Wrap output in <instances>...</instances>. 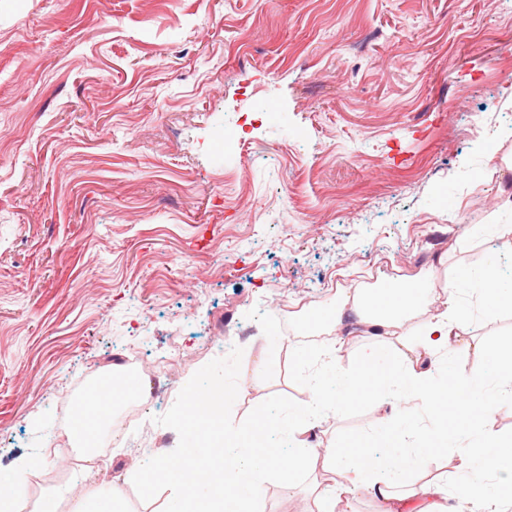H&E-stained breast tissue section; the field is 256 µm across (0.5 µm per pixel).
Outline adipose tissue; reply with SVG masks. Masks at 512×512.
<instances>
[{
    "mask_svg": "<svg viewBox=\"0 0 512 512\" xmlns=\"http://www.w3.org/2000/svg\"><path fill=\"white\" fill-rule=\"evenodd\" d=\"M438 287L447 296L444 310L430 316L405 350H389L388 337L424 313L429 295ZM463 288L488 312H512V279L494 268L442 286L428 275L413 287L343 292L329 315L337 333L362 327L376 337L352 368L340 367L342 349L335 345L313 355L300 352L298 366L309 372V400L288 421L274 422L260 411L236 431L225 428L223 416L238 392L222 372L210 371L203 387H187L183 397L179 418L191 447L141 460L136 473L151 485L170 487L165 512H258L269 476L293 479L320 456L335 477L320 489L318 499L323 503H340L362 490L376 502L377 512H512V439L485 429L473 437L448 418L451 405L459 412L483 416L494 401L512 400V354L490 350L466 335L470 315L458 297ZM461 353L479 357L481 369L459 370L452 359ZM131 389L144 391L142 375H133L126 383L94 385L85 397L82 424L70 429L72 438L97 440L116 400ZM371 392L399 414L429 413L435 429L414 421L403 429L410 445L405 457L389 454L390 441L381 436L354 441L343 450L308 447L309 430ZM275 432L286 437L287 449L269 447ZM450 451L458 460L455 478L436 474L415 489L401 490L399 465Z\"/></svg>",
    "mask_w": 512,
    "mask_h": 512,
    "instance_id": "obj_1",
    "label": "adipose tissue"
}]
</instances>
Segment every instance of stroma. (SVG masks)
<instances>
[{"label":"stroma","mask_w":512,"mask_h":512,"mask_svg":"<svg viewBox=\"0 0 512 512\" xmlns=\"http://www.w3.org/2000/svg\"><path fill=\"white\" fill-rule=\"evenodd\" d=\"M507 192L512 0H0V471L40 459L22 512L58 489L82 512L89 486L162 512L129 461L184 447L190 382L243 383L229 427L287 419L344 290L487 254L512 277ZM470 312L512 344V314ZM132 356L167 393L86 456L60 397ZM390 415L370 396L317 439ZM322 479L266 482L261 512H318Z\"/></svg>","instance_id":"obj_1"}]
</instances>
